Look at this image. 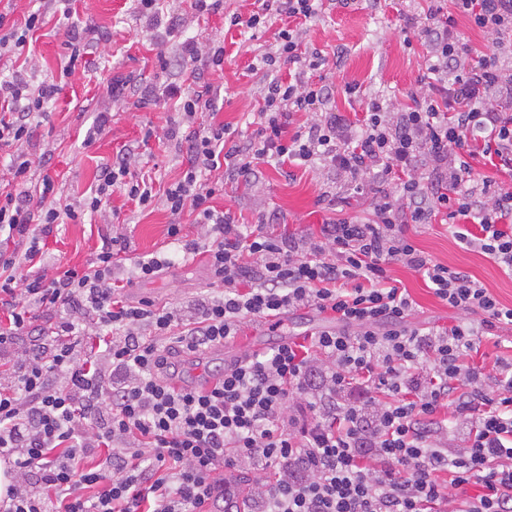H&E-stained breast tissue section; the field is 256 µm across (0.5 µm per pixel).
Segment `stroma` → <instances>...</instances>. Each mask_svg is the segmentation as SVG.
Returning a JSON list of instances; mask_svg holds the SVG:
<instances>
[{"label": "stroma", "instance_id": "obj_1", "mask_svg": "<svg viewBox=\"0 0 512 512\" xmlns=\"http://www.w3.org/2000/svg\"><path fill=\"white\" fill-rule=\"evenodd\" d=\"M426 7L425 0H352L346 7L337 0H322L320 15L308 25L304 38L309 48L338 57L328 79L330 97L325 111L340 112L355 121L361 118L366 99L378 94L392 98L396 105H409L407 93L420 76L425 48L417 42L405 43L402 29L407 18L419 16ZM187 8L186 0H168L164 13L151 21L136 12L132 0H72L68 24L51 22L34 33L30 52L38 66L32 80L60 87L46 111L31 118L34 143L40 149L51 148L44 172L55 180L65 199L84 198L102 167L126 154L137 161L142 174L153 179L155 187L181 177L190 146L188 123L172 104H145L140 97L143 91L182 83L185 74L176 58L182 41L190 38L224 47L223 65L205 73L220 96L215 110L204 113V120L228 125L238 145L256 138L253 115L262 102L264 80L251 66L273 43L275 27L245 32L231 25L232 14L246 16L254 11V0H223L218 12L202 20L193 18ZM175 23L180 34L172 38L168 29ZM71 25L91 46L81 61L85 75L74 83L63 75L70 54L66 31ZM113 79L132 88L116 103L107 93V83ZM348 83L357 85V93L345 94ZM106 109L113 114L109 130L93 147H83L86 130L97 112ZM148 123L179 127L182 138L172 143L143 140L141 129ZM214 204L229 210L238 223L266 224L277 234L315 232L321 224L342 216L367 218L372 214L367 201L350 194L336 169L323 164L311 168L257 165L248 178L225 177L224 192ZM111 205L112 223H101L95 215L61 225L46 240L47 261L85 265L103 240L119 234L127 240L129 255L136 257L167 245L170 215L161 202L140 209L116 192ZM408 235L425 254L468 272L503 305L512 307V277L480 252L464 249L447 225H412ZM390 275L416 301V321L428 326L455 323L457 312L435 298L421 275L402 266L392 267ZM209 286L207 257L200 254L175 263L155 280L133 281L121 295L134 301L144 298L159 307L176 304L188 315ZM315 317V312L301 310L283 317L276 328L270 321L251 318L243 323L240 337H260L267 349L283 336L302 333Z\"/></svg>", "mask_w": 512, "mask_h": 512}]
</instances>
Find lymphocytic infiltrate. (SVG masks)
<instances>
[{
    "instance_id": "f902f5d3",
    "label": "lymphocytic infiltrate",
    "mask_w": 512,
    "mask_h": 512,
    "mask_svg": "<svg viewBox=\"0 0 512 512\" xmlns=\"http://www.w3.org/2000/svg\"><path fill=\"white\" fill-rule=\"evenodd\" d=\"M441 2L403 29L426 47L410 106L372 98L357 130L323 111L328 87L314 73L329 61L307 49L301 29L283 28L263 61L294 74L270 77L248 148L232 144L229 126L202 124L188 135L187 169L162 194L122 158L80 203L64 202L50 176L31 182L51 151H32L29 119L57 87L31 83L37 62L26 46L54 10L28 11L0 33V55L23 60L0 77V143L14 149L12 188L0 192V353H20L0 391V458L13 477L0 512H202L214 474L243 466L259 474L252 512H512V357L489 368L470 361L484 339L512 330V308L406 233L445 221L460 244L512 275V190L475 168L484 159L512 178V0H452L451 13ZM319 8L261 0L230 23H307ZM460 15L488 37L485 49L458 30ZM158 94L190 118L214 107L196 76ZM297 112L308 118L294 131ZM286 160L335 167L370 193L372 218L275 235L215 206L224 185L210 172L245 177L254 162ZM117 190L144 208L162 201L171 244L186 258L206 254L218 288L192 318L121 298V238L81 267L45 262L43 243L59 225L89 212L110 221ZM186 214L203 235L185 233ZM394 265L420 274L458 320L418 325L413 299L388 274ZM37 307L58 313L64 343L42 341ZM301 309L326 317L304 342L238 359L211 391L173 387V353L222 347L246 317ZM83 316L103 339L104 361L79 355Z\"/></svg>"
}]
</instances>
